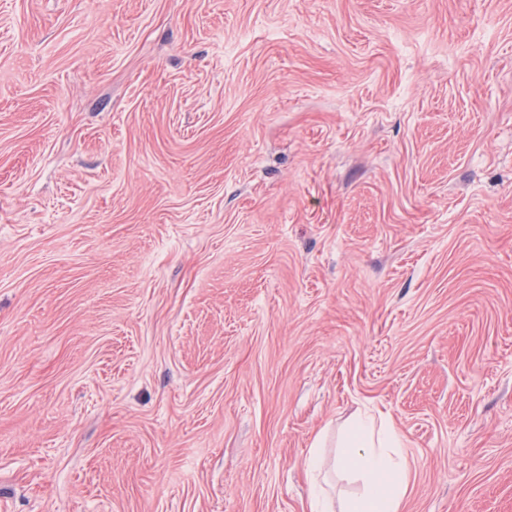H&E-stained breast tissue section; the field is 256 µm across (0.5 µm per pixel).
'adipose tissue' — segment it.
<instances>
[{"instance_id": "1", "label": "adipose tissue", "mask_w": 512, "mask_h": 512, "mask_svg": "<svg viewBox=\"0 0 512 512\" xmlns=\"http://www.w3.org/2000/svg\"><path fill=\"white\" fill-rule=\"evenodd\" d=\"M342 443L338 457L328 460L315 450L307 459L313 512H401L411 469L400 433L360 414L345 428ZM331 472L357 484L358 493L335 498L325 486Z\"/></svg>"}]
</instances>
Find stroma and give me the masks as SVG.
Here are the masks:
<instances>
[{
    "mask_svg": "<svg viewBox=\"0 0 512 512\" xmlns=\"http://www.w3.org/2000/svg\"><path fill=\"white\" fill-rule=\"evenodd\" d=\"M512 512V0H0V512ZM342 443L345 450L331 462L318 450L307 459L312 512L336 511V498L324 486L327 472L359 486L357 494L339 499V512H401L411 469L400 433L389 423L377 426L371 416L359 414L345 428Z\"/></svg>",
    "mask_w": 512,
    "mask_h": 512,
    "instance_id": "obj_1",
    "label": "stroma"
}]
</instances>
